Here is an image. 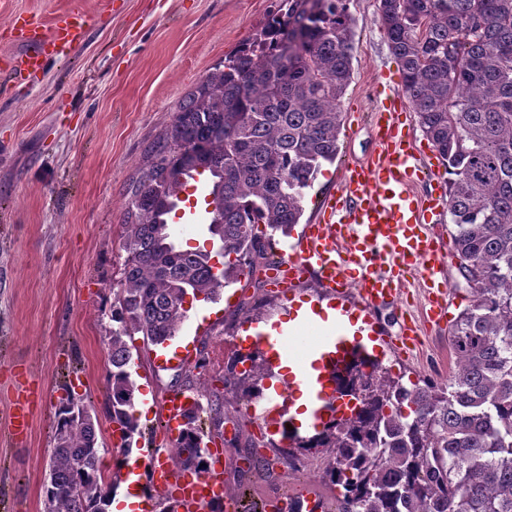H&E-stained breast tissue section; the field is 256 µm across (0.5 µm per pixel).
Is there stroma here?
<instances>
[{
    "instance_id": "obj_1",
    "label": "stroma",
    "mask_w": 512,
    "mask_h": 512,
    "mask_svg": "<svg viewBox=\"0 0 512 512\" xmlns=\"http://www.w3.org/2000/svg\"><path fill=\"white\" fill-rule=\"evenodd\" d=\"M377 7V0H350L355 49L339 153L309 189L303 223H315L345 164L374 152L368 112L375 84L380 73H398ZM280 8L281 0H0V512H42L51 424L65 392L90 407L101 446L113 448L103 338L126 258L120 243L126 189L187 93ZM68 10L88 16L85 40L60 55L46 52L36 73L18 74L14 21L34 17L47 26ZM228 292L193 303L187 322L194 332L175 338L187 360L159 367L155 346L134 335L131 371L138 401L149 411L131 456L169 447L163 401L173 387L202 386L206 398L224 400V424L212 445L228 457L219 467L227 491L248 503L322 492L309 472L288 470L278 449L257 451L270 460V471L251 465V443L266 428L224 385L244 322L287 319L292 296L317 302L319 283L310 275L289 291L241 282ZM448 329L444 323L425 331L411 357H387L392 375L446 380L454 366ZM22 385L31 391L32 425L27 437L13 440L7 423Z\"/></svg>"
}]
</instances>
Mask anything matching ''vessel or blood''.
Wrapping results in <instances>:
<instances>
[{
    "instance_id": "obj_1",
    "label": "vessel or blood",
    "mask_w": 512,
    "mask_h": 512,
    "mask_svg": "<svg viewBox=\"0 0 512 512\" xmlns=\"http://www.w3.org/2000/svg\"><path fill=\"white\" fill-rule=\"evenodd\" d=\"M16 39L23 46L20 70L38 71L43 64L38 31L30 23L17 25ZM82 16L61 18L51 28L49 42L65 48L84 38ZM377 105L371 113L375 151L363 164L348 166L336 193L326 197L318 223L305 225L302 232L284 244L280 261L271 270L278 287H291L305 275H315L327 290L332 311L323 323L305 317L288 324L246 335L247 345H262L270 366H287L297 372L305 390L309 415L299 429L311 433L321 429L335 413V378L354 361L386 354L411 355L421 330L412 315L402 313L400 300L408 275L421 279L428 323L440 324L447 314L448 283L441 268L447 243L435 229L447 190L436 183V194L420 199L412 183L429 169L417 148L407 123L404 97L389 83L376 91ZM192 196L176 195L175 217L195 224L205 220L202 203L205 184L194 180ZM396 308L394 329L383 328L376 309ZM187 396L176 392L163 404L170 428L183 421ZM263 420L280 421L291 407L288 394L278 389L255 403ZM130 487L129 512H142L137 490L148 480L156 494L171 486L180 492L171 502L173 512H210L220 504L224 512H241L242 501L225 491L217 471L185 480L183 472L155 448L142 452L141 462L127 466L121 475Z\"/></svg>"
}]
</instances>
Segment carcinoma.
<instances>
[{
	"label": "carcinoma",
	"instance_id": "cac0c4a2",
	"mask_svg": "<svg viewBox=\"0 0 512 512\" xmlns=\"http://www.w3.org/2000/svg\"><path fill=\"white\" fill-rule=\"evenodd\" d=\"M255 39L224 58L178 105L127 188L126 253L105 337L107 409L120 433L115 465L140 434L128 339H174L186 297L269 269L275 235L291 236L306 192L338 154L341 98L352 79L349 0H284ZM379 21L424 136L448 171L451 249L467 304L448 331L458 363L444 382L405 385L359 369L357 406L317 436L344 496L331 512H512V0H379ZM201 170L213 253L180 249L170 200ZM248 367L238 369L241 364ZM261 353L235 354L224 378L262 392ZM61 399L43 512H112L93 417ZM195 401L176 465L209 471Z\"/></svg>",
	"mask_w": 512,
	"mask_h": 512
}]
</instances>
